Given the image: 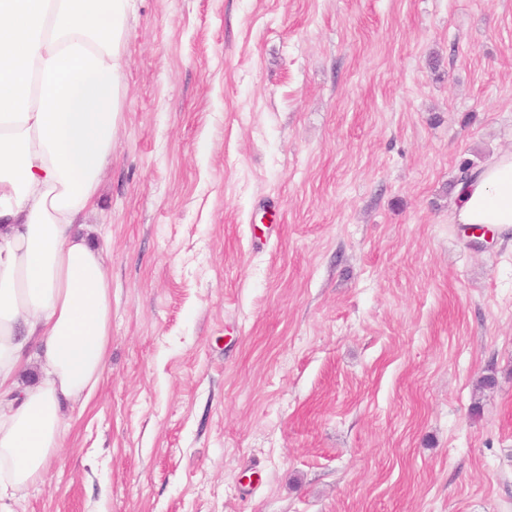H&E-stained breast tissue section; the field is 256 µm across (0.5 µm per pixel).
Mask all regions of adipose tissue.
I'll return each mask as SVG.
<instances>
[{
	"label": "adipose tissue",
	"mask_w": 512,
	"mask_h": 512,
	"mask_svg": "<svg viewBox=\"0 0 512 512\" xmlns=\"http://www.w3.org/2000/svg\"><path fill=\"white\" fill-rule=\"evenodd\" d=\"M133 0H0V512L43 481L90 401L111 334L112 283L76 230L112 158ZM450 221L512 227V147L459 185ZM42 378L19 385L29 343Z\"/></svg>",
	"instance_id": "obj_1"
}]
</instances>
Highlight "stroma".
<instances>
[{"mask_svg":"<svg viewBox=\"0 0 512 512\" xmlns=\"http://www.w3.org/2000/svg\"><path fill=\"white\" fill-rule=\"evenodd\" d=\"M126 29L103 379L14 512H512V228L449 221L512 146V0Z\"/></svg>","mask_w":512,"mask_h":512,"instance_id":"35a3bbf8","label":"stroma"}]
</instances>
